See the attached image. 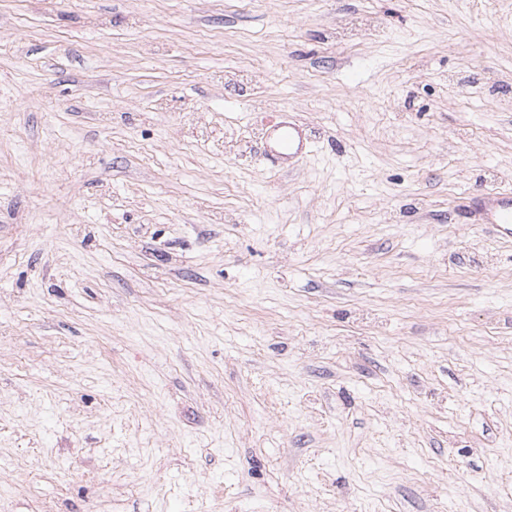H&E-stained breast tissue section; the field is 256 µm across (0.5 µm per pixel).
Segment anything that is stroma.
Listing matches in <instances>:
<instances>
[{"mask_svg": "<svg viewBox=\"0 0 512 512\" xmlns=\"http://www.w3.org/2000/svg\"><path fill=\"white\" fill-rule=\"evenodd\" d=\"M503 189L512 0H0V512H512ZM265 153L281 160H294L307 153L309 147L318 139L316 131L296 122L270 121L261 129ZM471 214L478 224L491 225L503 237H512V192L492 191L471 198Z\"/></svg>", "mask_w": 512, "mask_h": 512, "instance_id": "stroma-1", "label": "stroma"}]
</instances>
